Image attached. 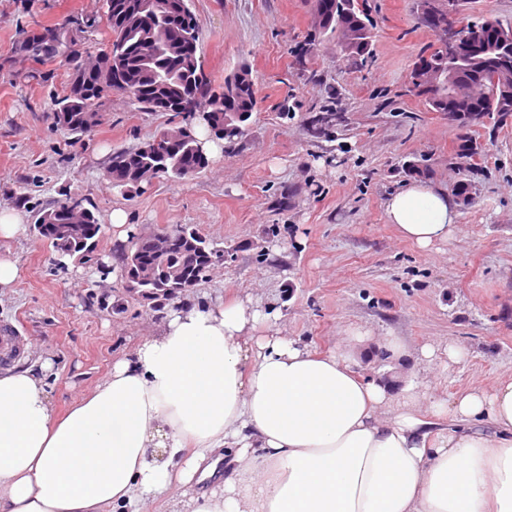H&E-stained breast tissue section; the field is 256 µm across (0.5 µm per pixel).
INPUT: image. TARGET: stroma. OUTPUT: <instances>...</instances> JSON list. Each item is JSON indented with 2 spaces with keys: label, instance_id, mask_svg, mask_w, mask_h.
Masks as SVG:
<instances>
[{
  "label": "stroma",
  "instance_id": "stroma-1",
  "mask_svg": "<svg viewBox=\"0 0 512 512\" xmlns=\"http://www.w3.org/2000/svg\"><path fill=\"white\" fill-rule=\"evenodd\" d=\"M100 0H0V209L19 208L25 234L1 241L19 276L0 293V328L19 330L12 364L51 359L47 390L66 413L111 371L158 334L178 308L250 297L267 316L258 335L279 330L327 354L346 331L369 334L360 373L418 384L452 400L512 374V120L463 129L431 112L409 73L434 43L415 0H369L374 56L352 66L335 39L316 36L315 0H191L202 69L222 87L248 68L258 109L247 136L223 147L195 177H165L114 188L105 172L113 150L134 148L182 125L169 112H141L120 97L104 121L76 138L56 126L51 94L65 69L8 65L15 41L100 9ZM315 38L311 55L302 46ZM292 116L275 109L284 96ZM480 148L464 154L462 145ZM424 180L470 198L459 202L448 242L420 249L385 215L389 194ZM88 198L103 234L98 261H58L32 230L36 213L60 190ZM131 218L130 236L185 224L229 250L223 266L171 301L125 292L116 257L113 209ZM459 347L454 362L421 361L425 346Z\"/></svg>",
  "mask_w": 512,
  "mask_h": 512
}]
</instances>
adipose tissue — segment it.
<instances>
[{"mask_svg": "<svg viewBox=\"0 0 512 512\" xmlns=\"http://www.w3.org/2000/svg\"><path fill=\"white\" fill-rule=\"evenodd\" d=\"M456 210L423 182L385 203L424 249L453 237ZM263 319L239 297L177 310L63 416L49 362L0 370V512H141L221 448L224 481L189 512H512V374L449 402L396 394L354 350L257 335ZM442 414L458 428L432 430Z\"/></svg>", "mask_w": 512, "mask_h": 512, "instance_id": "1", "label": "adipose tissue"}]
</instances>
